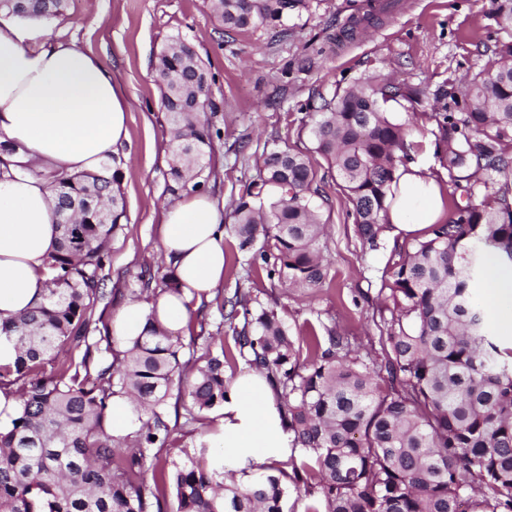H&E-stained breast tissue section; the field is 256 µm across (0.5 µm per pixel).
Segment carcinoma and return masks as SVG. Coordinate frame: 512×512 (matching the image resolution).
Segmentation results:
<instances>
[{
	"label": "carcinoma",
	"mask_w": 512,
	"mask_h": 512,
	"mask_svg": "<svg viewBox=\"0 0 512 512\" xmlns=\"http://www.w3.org/2000/svg\"><path fill=\"white\" fill-rule=\"evenodd\" d=\"M68 0H0L3 16L49 19ZM397 6L369 3L374 24ZM305 0H212L224 33L269 20L287 26ZM498 37L484 68L460 91L375 75L308 104L316 114L314 152L335 171L362 248L377 250L392 187L408 171L405 124L384 106L428 120L440 167L465 201L412 241H393L391 278L380 288L376 324L382 358L361 354L327 330L305 335L277 309L237 287L220 303L224 337L207 340L205 364L178 386L190 418L224 405L225 366L241 359L275 389L291 448V483L305 512H512V347L484 325L472 283L485 257L512 265V0H492ZM153 67L171 128L170 191L206 187L205 157L220 130L210 74L193 47L172 37ZM263 165L234 208L230 231L246 273L315 291L328 276L312 202L315 169L288 147L263 152ZM58 238L47 259L48 292L27 313L0 324L14 341L15 366H0V389L15 388L21 411L0 431V512H284L281 477L238 481L203 461L167 469L152 448L170 437L168 399L181 337L153 327L120 348L104 328L89 335L104 300L106 247L125 217L116 158L80 175L52 172ZM386 374L388 388L378 378ZM115 395L132 399L141 426L118 440L108 426Z\"/></svg>",
	"instance_id": "obj_1"
}]
</instances>
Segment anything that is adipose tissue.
I'll list each match as a JSON object with an SVG mask.
<instances>
[{"mask_svg":"<svg viewBox=\"0 0 512 512\" xmlns=\"http://www.w3.org/2000/svg\"><path fill=\"white\" fill-rule=\"evenodd\" d=\"M129 139L126 106L101 60L58 40L41 19L0 20V322L39 303L45 262L60 221L43 172L99 170ZM440 181L410 165L386 221L415 235L443 220ZM224 204L205 193L177 199L162 211V252L176 286L149 302L132 301L112 316L114 338L129 342L150 326L184 335L195 303L224 281ZM482 291L502 304L499 321L512 331V274L495 256L485 261ZM216 457L244 469L287 455L288 435L264 376L247 370L232 383L215 438Z\"/></svg>","mask_w":512,"mask_h":512,"instance_id":"ef3b65f1","label":"adipose tissue"}]
</instances>
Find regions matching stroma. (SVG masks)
I'll return each instance as SVG.
<instances>
[{"label":"stroma","instance_id":"35a3bbf8","mask_svg":"<svg viewBox=\"0 0 512 512\" xmlns=\"http://www.w3.org/2000/svg\"><path fill=\"white\" fill-rule=\"evenodd\" d=\"M288 22V34L269 22L229 35L221 34L210 0H69L66 11L51 18L59 39L108 63L125 99L129 141L120 148L126 215L108 244V297L97 306L103 323L132 301L137 275L167 270L160 253L164 205L171 200L168 175L170 125L152 68L170 37L191 44L210 69L217 105L208 118L220 129L206 166L208 193L224 200V222L232 224L233 203L262 164L264 148L286 146L312 156L317 172L316 198L326 232L320 247L330 280L319 291L302 292L268 279L265 272L237 281L235 247H228L221 293L242 286L263 303L276 306L290 326L334 327L350 337L361 353L380 355L373 322L379 289L391 275L386 250H363L355 233L350 204L339 180L314 154L310 98L332 97L336 89L380 72L398 80L432 84L481 69L488 56L492 24L490 0H400L382 24L367 33L351 29L366 0H305ZM390 117L411 123L414 156L430 172L434 155L431 124L425 115L387 105ZM217 298L197 306L179 354L182 376L203 364L199 335H213L221 321ZM171 435L160 449L161 461L184 463L200 457L199 436L217 427L223 409L187 422L182 404L169 402Z\"/></svg>","mask_w":512,"mask_h":512}]
</instances>
